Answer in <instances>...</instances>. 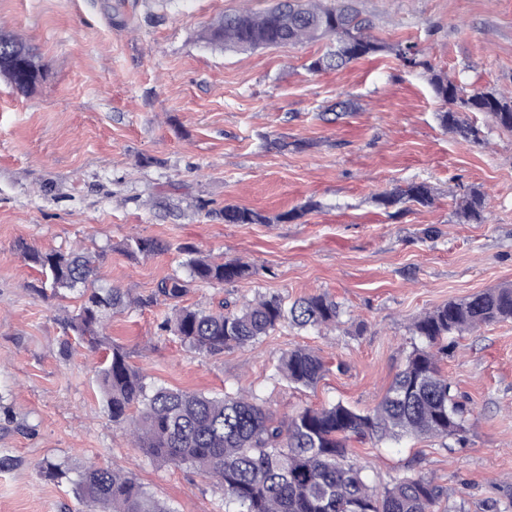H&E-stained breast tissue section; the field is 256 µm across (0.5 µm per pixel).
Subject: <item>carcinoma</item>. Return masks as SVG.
I'll return each instance as SVG.
<instances>
[{"mask_svg": "<svg viewBox=\"0 0 512 512\" xmlns=\"http://www.w3.org/2000/svg\"><path fill=\"white\" fill-rule=\"evenodd\" d=\"M372 20L351 5L336 7L322 0H277L262 11L242 10L214 19L203 31L212 46L224 50L299 46L327 38L335 43L313 59L308 69H339L353 60L379 52L382 46L368 34ZM404 64L424 65L412 44L398 46ZM45 77L32 49L13 33L0 30V76L14 89L35 88L18 71L17 62ZM437 97L446 105L438 113L440 125L463 140L482 142L481 130L464 112H480L499 128L512 133V96L495 90L467 93L448 77L431 78ZM431 188L410 182L382 196L387 205L414 202L426 205ZM484 193L472 186L456 203L459 222L480 223ZM299 217L296 211L273 218L237 205L224 206L226 224H271ZM25 259L39 266L54 290L76 291L82 298L68 328L96 348L112 315L137 301L119 288L98 284V255L85 250L42 252L21 243ZM130 254L154 255L164 245L136 239L125 246ZM189 280L169 277L156 294L180 299L192 282L224 284L244 279L252 268L238 261H215L193 256L186 262ZM341 306L326 294H313L292 303L279 295L263 296L241 306L228 301L216 310L177 307L159 328L181 344L215 356L230 347H244L291 323L320 330L338 322ZM512 320V284L489 288L461 301H450L414 320L412 333L420 344L383 399L369 411L341 402L321 409L304 408L279 419L251 393L207 396L187 390L149 386L144 375L128 362L127 352L112 347L109 361L99 370V384L112 423L128 425L134 447L153 459L174 466L189 465L216 481L224 490L231 512H465L450 504L443 489L421 473H404L381 489L371 486L364 467L350 463L353 439L377 443L407 437L454 438L465 441L464 410L442 373L448 356V337L492 323ZM277 374L288 382L311 387L324 375L320 356L307 348L284 353ZM76 491L86 512H172L129 472L85 466Z\"/></svg>", "mask_w": 512, "mask_h": 512, "instance_id": "carcinoma-1", "label": "carcinoma"}]
</instances>
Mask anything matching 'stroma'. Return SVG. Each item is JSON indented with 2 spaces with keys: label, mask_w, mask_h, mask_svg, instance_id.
Listing matches in <instances>:
<instances>
[{
  "label": "stroma",
  "mask_w": 512,
  "mask_h": 512,
  "mask_svg": "<svg viewBox=\"0 0 512 512\" xmlns=\"http://www.w3.org/2000/svg\"><path fill=\"white\" fill-rule=\"evenodd\" d=\"M272 0H0V28L31 46L46 75L28 95L0 78V512H81L85 464L131 471L172 512H225L220 486L155 461L113 425L99 388L106 350L76 343L65 321L78 293L42 294L19 242L99 253L102 285L144 299L114 315L105 338L151 385L215 395L245 390L277 417L343 401L372 408L404 367L417 316L512 283V133L484 115L473 144L440 127L430 86L512 92V0H357L382 50L313 72L328 40L223 51L201 37L222 14ZM421 51L406 66L398 45ZM352 104L328 114L338 101ZM282 149L270 148V141ZM431 204L386 207L409 182ZM486 194L483 220L459 224L455 202ZM302 218L228 224L225 205ZM157 239L169 251L133 256ZM254 265L249 278L192 284L181 305L213 309L263 295L326 293L344 313L322 331L285 326L205 356L159 323L174 303L158 283L187 277V249ZM305 347L328 371L305 389L275 377ZM466 408L465 444L440 438L355 440L352 461L382 486L419 472L466 512H512V321L458 338L442 363ZM68 474L52 478L44 461Z\"/></svg>",
  "instance_id": "1"
}]
</instances>
